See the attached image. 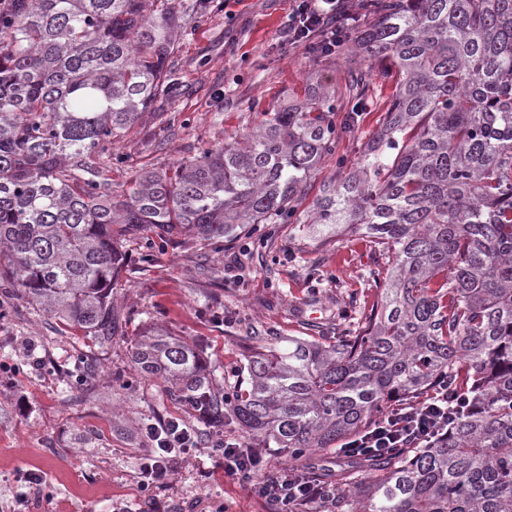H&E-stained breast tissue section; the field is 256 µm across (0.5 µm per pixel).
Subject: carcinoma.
<instances>
[{"label": "carcinoma", "mask_w": 512, "mask_h": 512, "mask_svg": "<svg viewBox=\"0 0 512 512\" xmlns=\"http://www.w3.org/2000/svg\"><path fill=\"white\" fill-rule=\"evenodd\" d=\"M346 103L323 89L262 112L243 139L112 195L104 160L159 93L177 89L169 0H12L0 14V278L60 333L112 342L122 240L145 228L218 244L252 224H345L381 259L372 306L346 334L245 356L231 394L203 351L156 329L134 364L224 434L297 461L362 432L396 401L448 387L427 448L337 454L330 512H512V0H360ZM391 84L351 167L307 191L372 78Z\"/></svg>", "instance_id": "cac0c4a2"}]
</instances>
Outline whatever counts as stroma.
<instances>
[{
	"label": "stroma",
	"instance_id": "35a3bbf8",
	"mask_svg": "<svg viewBox=\"0 0 512 512\" xmlns=\"http://www.w3.org/2000/svg\"><path fill=\"white\" fill-rule=\"evenodd\" d=\"M172 0L184 18L174 61L181 85L159 95L119 145L123 160L103 169L114 193L142 167L162 170L198 148L240 138L262 110L300 102L316 86L343 94L358 58L352 45L332 57L284 51L290 0ZM177 115L174 126L160 113ZM365 112L354 134L325 157L298 199L299 214L353 162L380 128ZM130 262L113 291L122 326L110 347L60 335L15 285L0 280V512H274L248 486L225 478L204 425L172 401L163 382L142 376L131 359L150 327L203 347L225 391L241 382L253 337L335 334L347 326L350 297L370 304L379 257L360 233L300 224L247 228L223 250L160 229L123 243ZM178 418L197 446L167 483L148 482L141 464L145 430Z\"/></svg>",
	"mask_w": 512,
	"mask_h": 512
}]
</instances>
